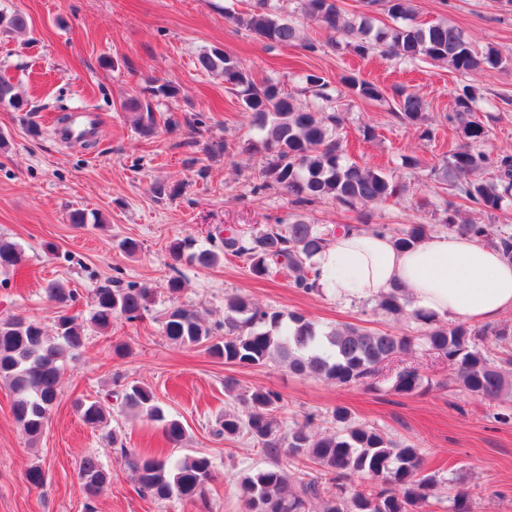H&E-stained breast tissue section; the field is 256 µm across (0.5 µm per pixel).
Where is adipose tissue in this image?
I'll return each instance as SVG.
<instances>
[{"label": "adipose tissue", "mask_w": 512, "mask_h": 512, "mask_svg": "<svg viewBox=\"0 0 512 512\" xmlns=\"http://www.w3.org/2000/svg\"><path fill=\"white\" fill-rule=\"evenodd\" d=\"M322 288L350 301L405 285L414 308L492 322L512 310V263L478 240L436 234L402 251L374 232L336 235L315 258Z\"/></svg>", "instance_id": "ef3b65f1"}]
</instances>
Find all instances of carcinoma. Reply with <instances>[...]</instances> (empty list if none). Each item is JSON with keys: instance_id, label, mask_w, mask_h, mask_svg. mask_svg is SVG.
<instances>
[{"instance_id": "carcinoma-1", "label": "carcinoma", "mask_w": 512, "mask_h": 512, "mask_svg": "<svg viewBox=\"0 0 512 512\" xmlns=\"http://www.w3.org/2000/svg\"><path fill=\"white\" fill-rule=\"evenodd\" d=\"M367 4L382 7L391 19L403 25L389 31L376 29L368 16L356 25L345 18L338 0H302L306 17L346 38L343 44L338 40L330 43L338 51L346 48L363 58L382 47L384 53L403 63L425 57L445 62L461 75L484 66L496 69L512 64L493 47L477 51L456 27L445 22L430 26L412 23L410 0H367ZM234 20L268 43L290 45L301 40L300 30L270 0H254L252 9ZM0 26L23 33L28 22L19 11L0 13ZM197 62L201 69L223 77L224 83L232 86L252 126L264 133L263 145L269 158L261 171L260 188L282 190L299 214L286 224H268L258 231L220 229L207 236L209 247L198 251L194 250V239L177 240L169 246L171 257L210 267L230 255L242 259L255 279H265L279 268L288 272L293 287L305 293L317 291L319 272L313 258L328 245L331 231L307 221L301 212L325 201L349 211L360 205H384L400 199L406 185L378 168L346 160L343 144L336 138L338 117L332 86L322 75L311 72L303 76L318 100L314 107L303 108L278 84L270 81L257 85L236 58L219 48L202 53ZM340 83L350 96L364 101L384 97L378 84L352 74L342 75ZM177 94L176 87L163 83L151 87L148 98L127 99L124 109L130 113L136 132L152 136L157 125L155 106ZM392 97L390 113L397 122L416 126L424 121L426 103L420 95L398 86ZM478 98L475 87L463 86L453 99L452 113L447 115L448 122L457 123L459 141L449 145L444 163L436 169L449 186L442 199L441 228L488 242L512 261V233L496 231L490 224L456 221L464 202L492 213L512 199V154L496 158L491 177L469 179L490 166L488 156L476 150L488 136L476 108ZM0 104L16 110L25 106L15 86L2 77ZM374 231L390 234L400 248L428 237L426 224H411L396 232L378 224ZM21 258L22 249L17 244L0 239V270L16 267ZM46 293L59 305L54 331L20 316L0 320V381L13 394L15 420L33 441L41 438L47 426L58 399L61 370L84 347L87 327L106 332L118 318L129 323L142 320L148 311L151 289L118 279L96 288L88 326L67 312L72 301L69 289L54 282ZM378 307L394 317L410 319L420 327L419 335H397L353 325L325 330L302 314L286 315L242 296L227 299L224 322L213 326L198 311L173 306L165 315L163 333L178 345H204L226 363L259 366L276 357L294 375L339 386L376 376L386 362L416 346L448 359L460 387L482 401L497 400L512 384V327L486 326L476 331L464 321H444L431 312L412 308L408 289L399 284L380 296ZM484 336L495 337L498 352L493 354L480 344ZM421 385L417 370L404 369L395 377L392 389L410 394ZM237 400L245 407V415L224 412L215 435L232 438L245 433L273 457L283 453L298 465L309 461L316 467L314 473L302 472L293 484L277 463L243 476L239 487L246 512H310L316 502L321 512H418L420 505L437 497L445 484L438 472L425 468L424 454L416 444L396 440L375 426L352 422L345 407L338 406L332 412L335 430L320 436L310 418L286 431L282 429L277 412L283 396L276 390L258 387L238 395ZM122 403L159 423L169 442L178 444L185 439L183 423L165 414L152 391L127 383L122 388ZM77 411L91 428L100 429L107 423L105 405L99 399L78 402ZM120 451L139 489L150 497L205 500L214 477L208 456L187 454L172 462L124 447ZM78 476L86 494L94 497L107 483L109 473L97 457L90 455L81 459Z\"/></svg>"}]
</instances>
